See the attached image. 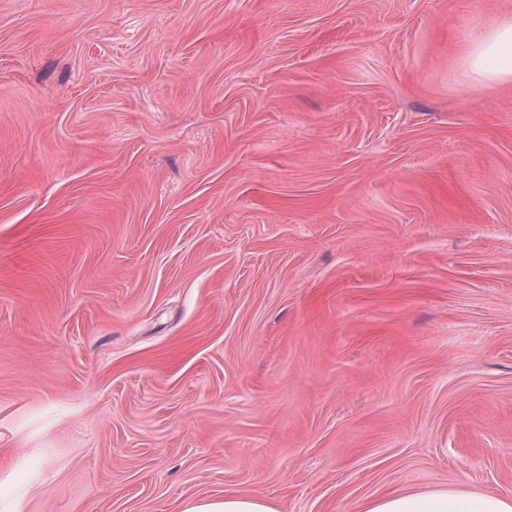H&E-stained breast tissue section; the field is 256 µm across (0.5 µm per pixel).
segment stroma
<instances>
[{
	"label": "stroma",
	"mask_w": 512,
	"mask_h": 512,
	"mask_svg": "<svg viewBox=\"0 0 512 512\" xmlns=\"http://www.w3.org/2000/svg\"><path fill=\"white\" fill-rule=\"evenodd\" d=\"M512 0H0V512L512 496ZM462 60L472 80L480 85L512 84V17L471 35ZM181 512H279L267 499L256 494L202 497L186 501Z\"/></svg>",
	"instance_id": "1"
}]
</instances>
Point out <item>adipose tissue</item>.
<instances>
[{
	"label": "adipose tissue",
	"instance_id": "ef3b65f1",
	"mask_svg": "<svg viewBox=\"0 0 512 512\" xmlns=\"http://www.w3.org/2000/svg\"><path fill=\"white\" fill-rule=\"evenodd\" d=\"M463 65L472 80L486 87L512 84V17L502 18L470 36ZM182 512H278L256 494L202 497L186 501ZM359 512H512V496L462 489L399 491L366 499Z\"/></svg>",
	"mask_w": 512,
	"mask_h": 512
}]
</instances>
